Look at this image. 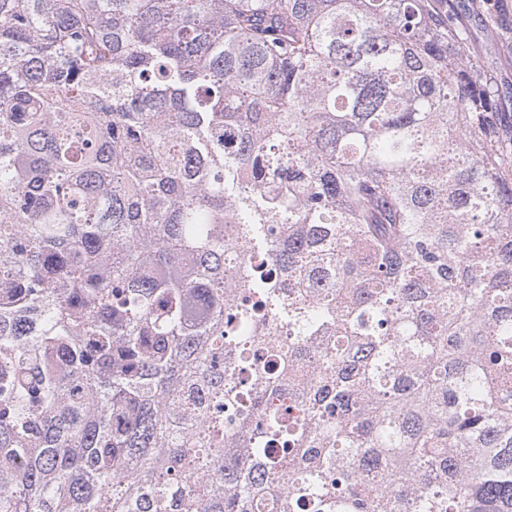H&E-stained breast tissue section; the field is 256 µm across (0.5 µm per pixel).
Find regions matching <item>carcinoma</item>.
Instances as JSON below:
<instances>
[{"label": "carcinoma", "mask_w": 512, "mask_h": 512, "mask_svg": "<svg viewBox=\"0 0 512 512\" xmlns=\"http://www.w3.org/2000/svg\"><path fill=\"white\" fill-rule=\"evenodd\" d=\"M465 41L448 0H0V512H512Z\"/></svg>", "instance_id": "cac0c4a2"}]
</instances>
